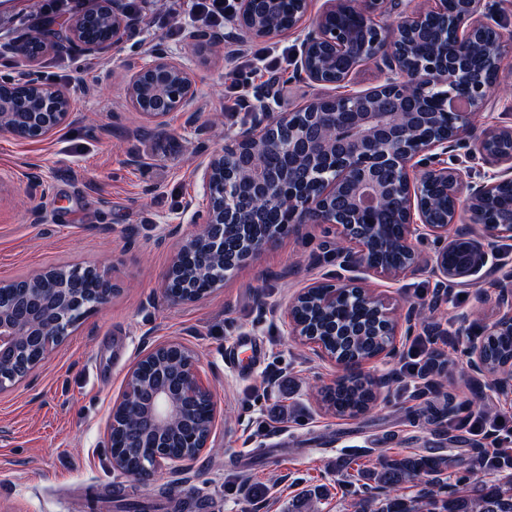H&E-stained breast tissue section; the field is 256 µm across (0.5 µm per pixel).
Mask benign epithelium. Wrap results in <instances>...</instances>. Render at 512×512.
I'll list each match as a JSON object with an SVG mask.
<instances>
[{
  "instance_id": "obj_1",
  "label": "benign epithelium",
  "mask_w": 512,
  "mask_h": 512,
  "mask_svg": "<svg viewBox=\"0 0 512 512\" xmlns=\"http://www.w3.org/2000/svg\"><path fill=\"white\" fill-rule=\"evenodd\" d=\"M428 0V6L406 11L398 19H384V0H325L321 12L305 31L297 65L299 78L315 85L342 86L361 64L380 62L388 71L376 88L337 96L316 97L305 108L310 120H292L295 111L278 101L262 102L251 128L240 132L224 148L210 153L198 170L206 198L202 222L193 225L181 248L197 240L209 241L224 251L223 225L256 224L262 211L281 207L288 232L297 233L307 224H326L336 231V255L350 270H363L394 279L420 271L424 265L413 240L425 231L433 236L439 250L434 273L445 283H467L478 287L490 272L489 262L500 256L499 242L512 240V216L495 224L483 220L484 209L504 184H512V126H497L477 132L473 116L490 105L512 99V84L498 82L505 56L503 33L488 21L485 0ZM112 13L111 45H117L133 23L124 0H105ZM232 17L234 29L242 36L270 39L283 30L262 23L269 0H237ZM345 15L356 20L352 31H334L330 16ZM96 23L91 16L78 21L69 31L70 45L81 52H96L104 45L84 38L81 32ZM434 43L433 54L425 60L413 58L419 37ZM484 47L489 62L486 72L472 68L478 47ZM193 73L162 47L148 62L132 67L127 88L129 105L146 117L160 121L168 114L186 109L196 95ZM71 97L60 88L45 87L36 103L25 97L0 95V130L17 137L28 131L33 139L47 137L72 120ZM472 139L478 153L494 172L478 181L465 180L466 172L450 154L455 144ZM276 146L288 158L302 164L288 173V185L281 176L257 164V158ZM444 194L441 208L432 203L431 192ZM387 203L403 225L396 242L400 261H379L387 248L378 225L363 223L361 216ZM471 226L467 232L449 234L460 219ZM279 228L251 243L239 256L223 266L228 273L275 245ZM85 274L96 279L98 297L94 305L110 302L116 291L104 266H90ZM323 288V302L331 304L336 295L373 303L375 321L370 335L377 338L379 352L365 360L371 363L390 358L396 352L399 325L393 312L377 295L367 291L362 279L345 283L317 282L299 291L287 310L289 334L319 358L346 371L345 358L330 353L319 340V332L294 322L298 300ZM498 316L483 325L480 338L467 352L474 379L482 381L508 404H512V372H496L486 361L483 346L489 336H512V273L497 279ZM43 297L27 288L10 293L0 290V392L26 379L34 368L17 375L11 372L24 350L47 355L57 348L70 325L60 321L55 333L41 330ZM405 321L426 327L429 336H441L444 329L432 316L408 309ZM203 396L216 420L217 407L205 383L198 359L189 357L178 375L162 366L143 381L130 370L125 392L113 404L112 413L132 425L124 454L111 457L112 469L141 484L153 480L160 470L172 474L187 470L211 447V432L203 436L192 429V402ZM182 427V442L191 452L182 457L169 454L165 446L149 440L168 437ZM139 459L140 467L130 470L125 458Z\"/></svg>"
}]
</instances>
